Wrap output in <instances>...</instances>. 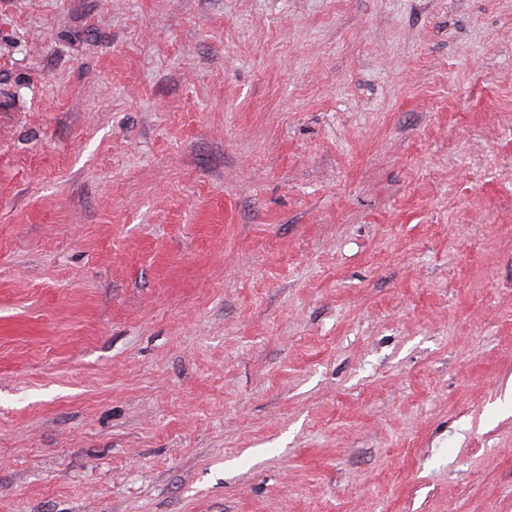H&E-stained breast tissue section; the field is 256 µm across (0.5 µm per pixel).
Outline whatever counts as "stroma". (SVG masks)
<instances>
[{
	"label": "stroma",
	"instance_id": "stroma-1",
	"mask_svg": "<svg viewBox=\"0 0 512 512\" xmlns=\"http://www.w3.org/2000/svg\"><path fill=\"white\" fill-rule=\"evenodd\" d=\"M0 512H512V0H0Z\"/></svg>",
	"mask_w": 512,
	"mask_h": 512
}]
</instances>
